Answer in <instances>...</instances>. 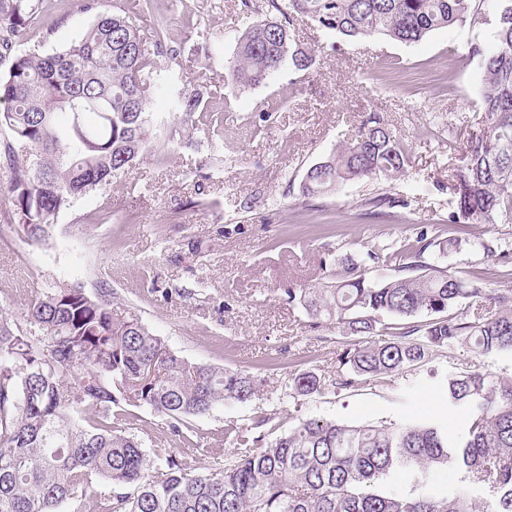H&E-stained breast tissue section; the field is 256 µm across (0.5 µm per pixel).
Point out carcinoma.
<instances>
[{"instance_id":"obj_1","label":"carcinoma","mask_w":512,"mask_h":512,"mask_svg":"<svg viewBox=\"0 0 512 512\" xmlns=\"http://www.w3.org/2000/svg\"><path fill=\"white\" fill-rule=\"evenodd\" d=\"M477 0H268L281 19L244 30L224 64L241 88L266 82L291 56L288 24L302 15L318 28L357 40L374 34L402 43L429 32L487 23ZM52 0H0V191L10 221L28 242L50 236L59 213L102 190L146 152L160 156L187 125L213 126L199 97L182 88L173 110L149 119L147 95L159 90L156 59L164 34L151 39L125 10L97 11L86 32L47 55L17 50L20 38ZM491 49L470 43L483 70L478 89L483 133L460 148L452 224L512 221V0H494ZM300 184L327 194L357 179L395 180L409 167L405 145L379 112L362 120L349 146L326 158ZM461 241L428 239L376 247L367 262L350 261L318 288L288 289V303L312 323H334L359 341L337 355L335 386L402 373L435 352L469 343L482 355L512 352V295L474 317L450 310L480 298L476 280L427 261ZM389 274L367 277V264ZM420 314L427 319L418 321ZM382 340L375 341L373 337ZM313 371L298 374L300 396L322 391ZM254 376L190 362L142 321L117 314L112 292L93 294L55 282L29 299L22 318L0 309V512H478L467 492L429 488L430 470L452 465L489 497L486 512H512V381L472 370L447 379L450 407H465L464 431L435 422L346 425L309 418L263 445L246 428L228 429L237 452L224 466L198 471L173 454L162 465L128 432L122 404L175 421L205 416L224 402L257 394ZM405 470L409 494L385 491Z\"/></svg>"}]
</instances>
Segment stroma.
I'll return each mask as SVG.
<instances>
[{
    "instance_id": "35a3bbf8",
    "label": "stroma",
    "mask_w": 512,
    "mask_h": 512,
    "mask_svg": "<svg viewBox=\"0 0 512 512\" xmlns=\"http://www.w3.org/2000/svg\"><path fill=\"white\" fill-rule=\"evenodd\" d=\"M85 0H54L21 51L47 54L83 34L93 20ZM264 0H153L137 23L167 26L174 58H160L170 83L197 94L224 132V164L211 165L209 130L183 131L163 157L145 155L103 192L63 210L53 235L29 244L9 223L0 196V306L18 311L51 282L113 291V308L141 320L189 361L248 372L264 385L251 401L228 402L192 419L193 446L179 442L165 416L126 409L131 433L146 451L166 448L198 470L224 464L236 449L228 425L274 436L316 417L376 425L439 419L460 433L466 414L448 408L443 379L480 369L512 380V353L480 355L460 344L410 371L351 388L332 384L337 355L354 339L328 325L311 327L288 302L290 288H311L339 259H363L369 249L403 245L420 231L461 239L460 249L429 261L465 279L479 278L487 295L512 289V276L487 256L489 241L512 252L511 224H452L448 186L450 145L481 127L475 120L482 72L464 54L467 42H488L491 28L432 31L415 43L383 35L349 42L294 18L290 35L313 51L305 71L283 66L265 84L239 89L221 80ZM382 113L405 144L409 167L394 181L363 179L324 196L300 192L307 169L354 141L366 113ZM389 193L398 204L374 212L368 198ZM90 224L93 235L80 227ZM311 370L327 381L322 393L290 395L295 374Z\"/></svg>"
}]
</instances>
